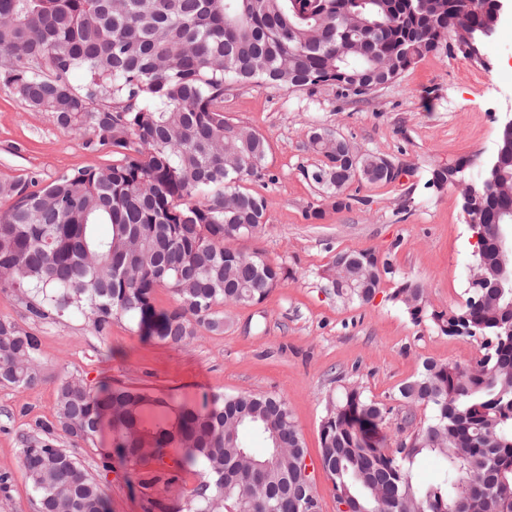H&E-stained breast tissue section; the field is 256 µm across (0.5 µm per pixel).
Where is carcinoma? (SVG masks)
<instances>
[{
    "label": "carcinoma",
    "instance_id": "carcinoma-1",
    "mask_svg": "<svg viewBox=\"0 0 512 512\" xmlns=\"http://www.w3.org/2000/svg\"><path fill=\"white\" fill-rule=\"evenodd\" d=\"M493 0H0V82L25 106L48 112L64 131L89 134L85 145L112 149L113 163L78 169L41 187L0 181V287L27 299L46 319L73 311L103 333L129 318L142 336L180 346L202 329L224 327L218 308L250 306L285 274L258 252L235 247L263 231L267 199L244 183L265 177L268 143L224 116V91L262 83L295 91L321 83L367 86L401 75L437 42L472 31L464 53L486 54L482 30ZM82 83L71 82L74 74ZM308 148L325 161L311 179L350 207L346 188L395 178L387 157L339 155L333 134L315 131ZM466 161L432 170V183L466 178ZM512 154L497 186L473 216L480 224L512 220ZM331 283L340 295L369 300L389 261L371 250L336 255ZM168 288L178 306L159 310ZM391 299L412 319L423 288L401 281ZM512 295L484 289L450 315L432 314L448 336L481 337L486 352L466 364L427 358L397 400L430 415L394 448L377 438L393 408L351 386L330 401L321 422V463L337 500L351 512H512ZM36 336L0 319V384L27 388L41 379ZM56 428L78 444L104 427L111 450L145 489L162 479L150 469L168 448L201 481L178 512H311L320 507L301 468L302 435L275 394L237 393L196 407L124 386L96 390L59 378ZM440 461L421 484L416 466ZM37 512H107L102 486L53 429L22 448Z\"/></svg>",
    "mask_w": 512,
    "mask_h": 512
}]
</instances>
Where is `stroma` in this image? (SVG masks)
Wrapping results in <instances>:
<instances>
[{"label":"stroma","instance_id":"1","mask_svg":"<svg viewBox=\"0 0 512 512\" xmlns=\"http://www.w3.org/2000/svg\"><path fill=\"white\" fill-rule=\"evenodd\" d=\"M512 16H505L487 63L467 58L455 42L420 59L398 79L362 98L332 85L298 91L237 85L224 93V114L263 135L269 144L267 178L249 189L268 201L265 230L241 240V250L279 264L284 283L252 306L221 308L224 329L199 331L173 346L139 335L127 320L94 333L77 313L34 320L24 299L0 289V318L39 341L41 379L28 388L0 385V512H36L24 476L26 438L54 424L53 403L63 375L90 387L136 388L179 405L238 392L282 397L299 428L321 512H337L332 483L320 462V423L331 397L356 383L367 396L393 403L423 359L468 363L480 341L448 337L431 315L460 309L474 260L472 232L456 189L430 182L434 167L471 159L468 178L482 174L501 125L512 117ZM326 129L361 150L386 156L401 169L391 183H353L351 207L335 208L309 173L323 157L309 150L313 129ZM85 134L63 131L47 112L21 104L0 85V181L37 177L48 185L64 172L111 163L110 150L85 148ZM321 218H312V211ZM369 249L390 260L399 276L424 290L421 321L394 303L395 279H383L370 301L340 298L328 279L338 253ZM395 417L405 413L394 405ZM107 438L79 445L75 455L104 487L109 512H175L200 476L178 469L168 449L160 470L176 475L169 487L142 488L119 459L104 463Z\"/></svg>","mask_w":512,"mask_h":512}]
</instances>
